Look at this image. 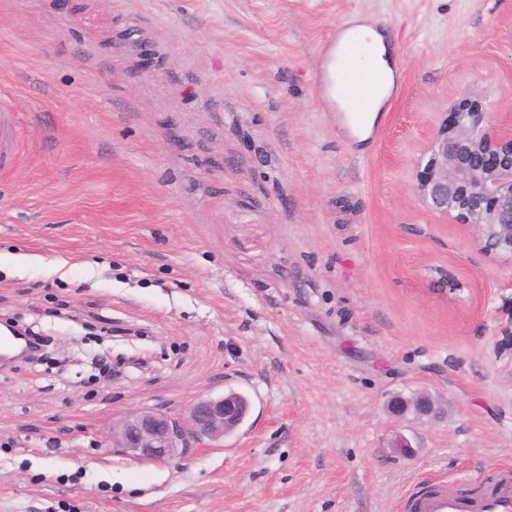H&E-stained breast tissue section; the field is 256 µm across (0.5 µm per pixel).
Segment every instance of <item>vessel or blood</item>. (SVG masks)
I'll return each instance as SVG.
<instances>
[{
	"label": "vessel or blood",
	"mask_w": 512,
	"mask_h": 512,
	"mask_svg": "<svg viewBox=\"0 0 512 512\" xmlns=\"http://www.w3.org/2000/svg\"><path fill=\"white\" fill-rule=\"evenodd\" d=\"M331 57L336 62V94L353 121H360L365 106V76L352 67L351 62L363 55L364 47L355 38H336L332 42ZM12 116L0 105V171L14 164L16 154L12 135ZM512 512V471L500 470L493 490L484 495L477 505L462 500L450 491L446 482L430 483L428 488L408 494L401 503V512Z\"/></svg>",
	"instance_id": "1"
}]
</instances>
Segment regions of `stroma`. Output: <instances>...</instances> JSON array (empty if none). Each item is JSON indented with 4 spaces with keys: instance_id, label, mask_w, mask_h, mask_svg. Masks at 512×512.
<instances>
[{
    "instance_id": "obj_1",
    "label": "stroma",
    "mask_w": 512,
    "mask_h": 512,
    "mask_svg": "<svg viewBox=\"0 0 512 512\" xmlns=\"http://www.w3.org/2000/svg\"><path fill=\"white\" fill-rule=\"evenodd\" d=\"M355 15L400 84L363 142L319 84ZM0 96V317L44 344L0 368V512H393L512 463V258L413 192L456 104L512 114V0H0ZM232 390L224 441L110 442ZM419 390L444 415L392 422ZM10 113L12 112L0 103V171L8 169L16 159L11 135L12 116Z\"/></svg>"
}]
</instances>
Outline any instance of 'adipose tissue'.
<instances>
[{
	"instance_id": "adipose-tissue-1",
	"label": "adipose tissue",
	"mask_w": 512,
	"mask_h": 512,
	"mask_svg": "<svg viewBox=\"0 0 512 512\" xmlns=\"http://www.w3.org/2000/svg\"><path fill=\"white\" fill-rule=\"evenodd\" d=\"M354 30L371 48L370 55L359 62V67L366 76L368 98L364 122L357 131L359 139L363 140L381 119L396 69L393 49L385 30L364 24L355 25Z\"/></svg>"
}]
</instances>
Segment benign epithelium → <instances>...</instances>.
<instances>
[{
  "label": "benign epithelium",
  "mask_w": 512,
  "mask_h": 512,
  "mask_svg": "<svg viewBox=\"0 0 512 512\" xmlns=\"http://www.w3.org/2000/svg\"><path fill=\"white\" fill-rule=\"evenodd\" d=\"M416 197L430 210L472 229L474 241L493 257L512 256V118H494L476 100H465L435 128L429 157L417 174ZM433 289L448 294L457 282L439 268ZM391 416L412 411L431 416L433 398L416 394L414 405L397 395L387 404ZM240 417L229 396L201 399L184 419L142 410L112 432V447L150 462L186 454L207 441L224 439Z\"/></svg>",
  "instance_id": "1"
}]
</instances>
